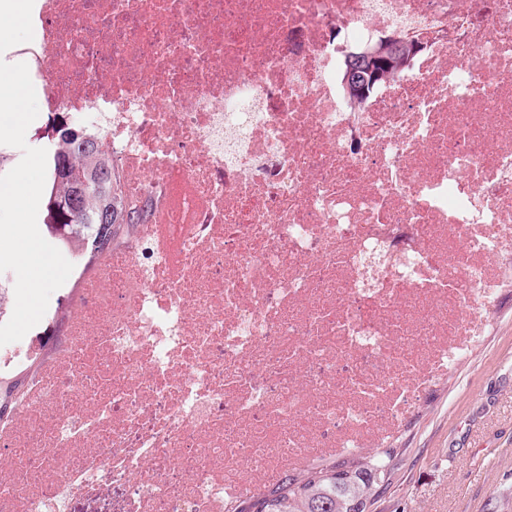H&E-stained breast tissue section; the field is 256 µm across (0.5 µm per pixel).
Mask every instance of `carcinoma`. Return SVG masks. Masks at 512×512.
<instances>
[{"mask_svg": "<svg viewBox=\"0 0 512 512\" xmlns=\"http://www.w3.org/2000/svg\"><path fill=\"white\" fill-rule=\"evenodd\" d=\"M410 53L394 40L379 51L351 53L343 72L348 95L360 98L373 84L401 76ZM60 135L61 146L48 156L44 223L55 234V247L81 252L88 267L109 246L130 240L142 211L128 198L112 159L95 139L78 129L66 128ZM398 456L394 448H375L343 459L316 460L224 512H369L391 485Z\"/></svg>", "mask_w": 512, "mask_h": 512, "instance_id": "cac0c4a2", "label": "carcinoma"}]
</instances>
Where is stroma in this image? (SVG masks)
Listing matches in <instances>:
<instances>
[{"mask_svg": "<svg viewBox=\"0 0 512 512\" xmlns=\"http://www.w3.org/2000/svg\"><path fill=\"white\" fill-rule=\"evenodd\" d=\"M371 512H512V299L483 349L423 403Z\"/></svg>", "mask_w": 512, "mask_h": 512, "instance_id": "35a3bbf8", "label": "stroma"}]
</instances>
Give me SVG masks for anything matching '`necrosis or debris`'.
Masks as SVG:
<instances>
[{"instance_id":"obj_1","label":"necrosis or debris","mask_w":512,"mask_h":512,"mask_svg":"<svg viewBox=\"0 0 512 512\" xmlns=\"http://www.w3.org/2000/svg\"><path fill=\"white\" fill-rule=\"evenodd\" d=\"M37 2L28 141L84 126L146 215L0 346V512H224L393 447L512 295V0ZM387 41L379 51L362 52L357 49L347 57L343 77L350 97L360 98L370 91L373 84L393 80L404 73L405 62L414 49L401 46L394 40ZM121 494L117 491H109L101 499L89 502L79 503L75 506L76 512H115L119 508Z\"/></svg>"}]
</instances>
